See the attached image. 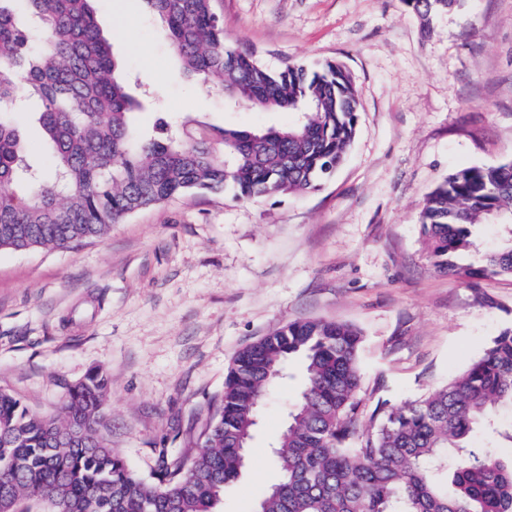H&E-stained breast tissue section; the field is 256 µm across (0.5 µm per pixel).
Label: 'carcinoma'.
<instances>
[{
    "label": "carcinoma",
    "mask_w": 512,
    "mask_h": 512,
    "mask_svg": "<svg viewBox=\"0 0 512 512\" xmlns=\"http://www.w3.org/2000/svg\"><path fill=\"white\" fill-rule=\"evenodd\" d=\"M14 2L0 0V250L67 249L196 190L236 200L315 190L355 139L360 111L349 71L332 61L270 70L228 42L218 0L146 2L188 76L247 109L292 113L291 123L186 138L138 133L131 114L140 103L115 77L93 0H24L43 36L38 50ZM404 2L425 27L462 7ZM32 100L52 143L50 178L6 118ZM418 220L435 267L472 286L512 277V161L449 174ZM481 223L507 227V239L477 264H456L457 254L477 248L471 226ZM361 344L346 324L307 320L244 347L202 429L204 450L185 463L159 449L152 482L112 448L102 371L72 385L54 415L0 389V491L18 507L49 499L54 512H216L243 471L241 444L252 439L264 400L299 358L303 386L276 440L279 479L258 500L261 512H512V460L470 443L481 426L512 443V427L496 426L500 409L512 408V329L449 383L401 408H375L367 431Z\"/></svg>",
    "instance_id": "1"
}]
</instances>
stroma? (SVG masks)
I'll return each instance as SVG.
<instances>
[{
	"label": "stroma",
	"instance_id": "stroma-1",
	"mask_svg": "<svg viewBox=\"0 0 512 512\" xmlns=\"http://www.w3.org/2000/svg\"><path fill=\"white\" fill-rule=\"evenodd\" d=\"M219 12L229 39L270 68L350 71L361 115L336 173L299 194L180 195L68 250H0V389L52 414L68 385L103 369L112 446L147 480L158 448L202 450L198 422L233 357L287 323L360 332L368 415L448 383L512 328V279L471 288L437 269L418 222L449 173L512 160V0H464L426 32L404 0H220ZM96 18L142 102L139 130L291 121L230 110L187 77L145 0H98ZM302 382L292 362L220 512H252L275 481L272 445Z\"/></svg>",
	"mask_w": 512,
	"mask_h": 512
}]
</instances>
